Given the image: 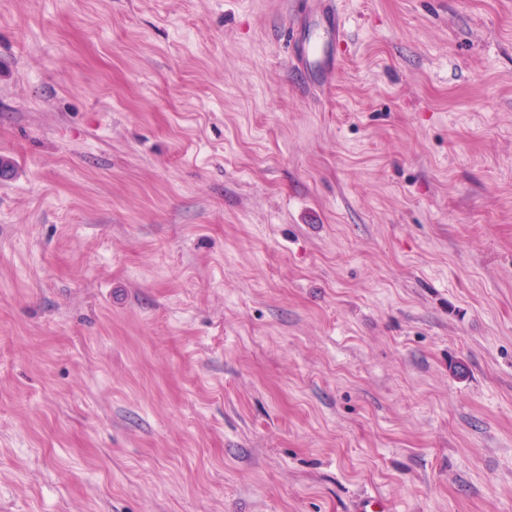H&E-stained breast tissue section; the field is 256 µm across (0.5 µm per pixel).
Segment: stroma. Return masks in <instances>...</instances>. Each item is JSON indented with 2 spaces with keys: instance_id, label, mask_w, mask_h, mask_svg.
<instances>
[{
  "instance_id": "obj_1",
  "label": "stroma",
  "mask_w": 512,
  "mask_h": 512,
  "mask_svg": "<svg viewBox=\"0 0 512 512\" xmlns=\"http://www.w3.org/2000/svg\"><path fill=\"white\" fill-rule=\"evenodd\" d=\"M0 0V512H512V0ZM323 1V8L315 21L323 28L332 42L343 44L345 37L344 26L336 11V3L334 0ZM300 56L304 72L309 76H321L333 69L335 62L341 57V54L326 53L318 60L312 61L305 51L303 42Z\"/></svg>"
}]
</instances>
